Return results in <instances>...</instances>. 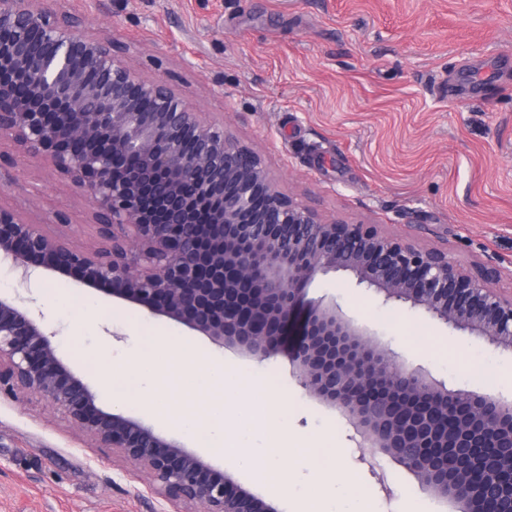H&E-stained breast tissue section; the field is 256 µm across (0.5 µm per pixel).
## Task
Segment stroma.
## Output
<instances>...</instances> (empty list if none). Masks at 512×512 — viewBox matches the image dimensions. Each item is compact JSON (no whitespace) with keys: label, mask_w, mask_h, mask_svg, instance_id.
<instances>
[{"label":"stroma","mask_w":512,"mask_h":512,"mask_svg":"<svg viewBox=\"0 0 512 512\" xmlns=\"http://www.w3.org/2000/svg\"><path fill=\"white\" fill-rule=\"evenodd\" d=\"M89 32L110 33L142 77L168 76L197 111L256 149L281 187L326 218L377 224L491 263L512 291V0H66ZM0 203L33 222L69 213L88 246V203L51 167L0 168ZM348 271L316 276L306 298L335 306L399 360L448 388L512 402V349L424 312L382 305ZM0 292L54 332L59 354L115 410L112 369L157 334L259 373L293 434L328 438L375 512H462L313 397L287 353L261 361L74 279L22 285L0 263ZM96 295L98 311L82 299ZM0 512H177L151 478L82 435L36 395L0 394Z\"/></svg>","instance_id":"1"}]
</instances>
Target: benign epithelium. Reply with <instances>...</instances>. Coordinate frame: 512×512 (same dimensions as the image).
Instances as JSON below:
<instances>
[{"instance_id": "benign-epithelium-1", "label": "benign epithelium", "mask_w": 512, "mask_h": 512, "mask_svg": "<svg viewBox=\"0 0 512 512\" xmlns=\"http://www.w3.org/2000/svg\"><path fill=\"white\" fill-rule=\"evenodd\" d=\"M108 34L63 9L0 0V143L50 165L89 201L96 245L77 247L0 203V260L44 270L169 318L260 360L290 340L303 386L353 420L465 512H512V405L430 382L352 327L305 308L304 286L356 282L512 347L500 270L375 224L326 221L284 193L262 157L195 111L164 78L141 77ZM55 334L0 296V389L34 394L83 435L203 512H271L154 424L106 411L61 359Z\"/></svg>"}]
</instances>
